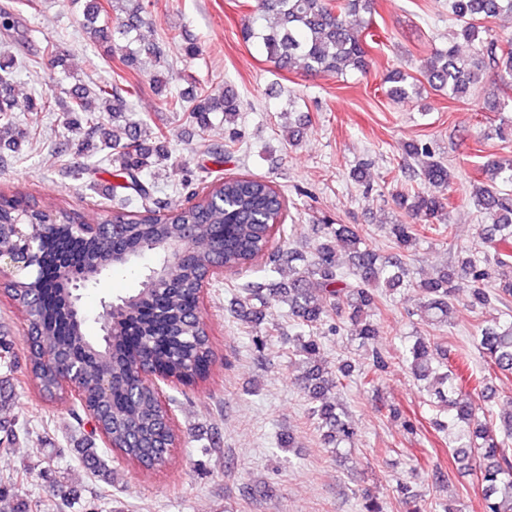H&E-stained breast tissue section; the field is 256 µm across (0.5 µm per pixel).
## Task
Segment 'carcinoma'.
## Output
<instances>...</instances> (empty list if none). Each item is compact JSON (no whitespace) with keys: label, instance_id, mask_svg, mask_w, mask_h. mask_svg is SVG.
I'll return each instance as SVG.
<instances>
[{"label":"carcinoma","instance_id":"carcinoma-1","mask_svg":"<svg viewBox=\"0 0 512 512\" xmlns=\"http://www.w3.org/2000/svg\"><path fill=\"white\" fill-rule=\"evenodd\" d=\"M115 20H110L107 7ZM459 21V35L470 43L471 54H460L459 46L448 44L421 60L422 79L394 68L387 72L386 94L395 101L420 94L429 86L455 99L471 93L481 83L486 68H495L512 79V41L506 44L486 26L491 18L512 14V0H448ZM374 0H254L247 23L241 28L245 43L262 48L279 71L296 65L310 75L364 73L369 68L362 34L372 25ZM83 15L88 38L98 44L119 47L123 58L135 64L146 55L157 66L155 89L165 94L163 104L171 112H186L204 130L210 115L224 114V123L235 124L241 102L236 92L225 87L209 92L192 85L176 94L166 92L170 48L178 35L149 40L143 30L151 27L148 0H84ZM179 44V43H177ZM182 55L194 58V42L179 44ZM32 65V59L0 55V141L17 145L23 132L17 130L15 113L63 110L64 124L79 121L86 126L79 152L96 154L106 149L105 161L112 167V192L127 190L124 204L106 210L102 224H119L118 232H101L81 237L73 224L76 218L62 209L55 217L22 200L0 196V247L21 244L16 224H40L43 237L42 268L39 275L18 281L10 296L18 309L33 317L27 324L26 351L0 336V412L13 409L15 394L11 376L24 360L39 392L57 397V375L69 368L78 370L82 388L81 410L94 416L113 449L129 460L149 467L167 458L164 444L171 434L164 428L159 402L153 389L136 384L138 366L155 364L174 374L195 370L212 361L210 340L195 323L198 309L196 283L215 263L237 273L270 256L268 240L273 225L281 224L285 209L281 193L272 181L252 175L229 176L189 191L188 201L169 208L155 197L154 185L144 172L168 159L162 148H149L141 139L143 119L131 106L137 87L118 83L100 84L91 90L75 82L60 88L64 97L38 92L23 100L11 94L17 72ZM101 101L97 110L89 98ZM123 121L124 138L106 131L107 118ZM427 158L419 172L423 187H402L394 194L396 206L408 215L422 217L427 228L444 238L454 234L446 223L448 196L433 192L448 188L452 180L448 165L435 158L429 147L411 141L403 147L404 160ZM482 179L472 185V198L484 211L487 223L480 225L479 238L486 247L512 240V158L494 157L483 165ZM192 230L184 258L174 266L163 283L146 275L139 288L112 300V323L97 336L86 333V318L71 308L68 287L44 291L45 271L55 265L60 251L78 262L94 255V266H77L83 287L96 288L101 280L140 265L143 255L159 243L176 244L186 229ZM314 257L292 269L286 282L252 281L243 289V301L266 305L272 301L288 305L296 333L288 338L289 355L302 368L301 382L317 420L334 453L354 444L357 430L339 399L344 381L355 366L349 361L336 370L319 358L322 335H336L348 329L368 350L370 368L359 374L363 385L375 386L388 369L391 356L374 345L380 335L376 310L382 289L392 292L414 289L423 300L422 322L444 328L452 322L454 302L461 297L466 306L483 310L494 303L512 299V254L492 255L477 248L460 250L454 261L435 277L412 280L406 258L423 234L413 224H389L388 238L394 255H382L369 247L355 224H314ZM343 244L347 258L339 257ZM475 347L485 363L474 392L462 393V376L448 362V350L431 339L417 335L398 359L419 380L429 381L427 393L437 409L432 424L440 432L455 436L448 466L478 474L484 512H512V410L494 413L489 405L493 377L512 375V322L496 321L475 333ZM18 439L16 423L0 420V449H10ZM83 461L97 474L105 471L104 461L94 446L81 449ZM399 498L411 505V512H432L433 504L402 483Z\"/></svg>","mask_w":512,"mask_h":512}]
</instances>
